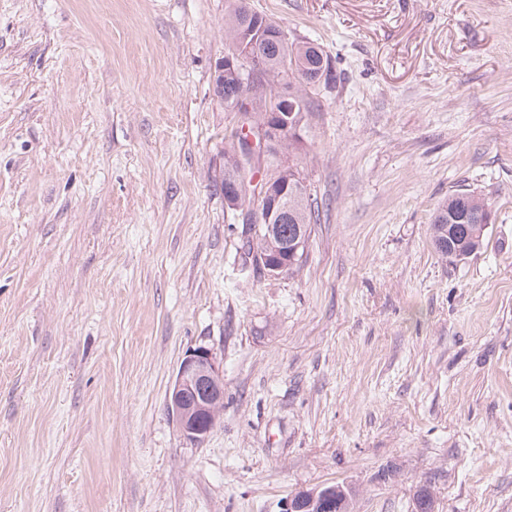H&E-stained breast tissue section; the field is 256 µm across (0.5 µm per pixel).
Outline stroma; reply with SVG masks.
<instances>
[{"mask_svg":"<svg viewBox=\"0 0 512 512\" xmlns=\"http://www.w3.org/2000/svg\"><path fill=\"white\" fill-rule=\"evenodd\" d=\"M232 0H0V512H512V0H248L330 58L300 267L244 262ZM495 214L453 262L430 216ZM204 346L199 443L169 387ZM482 213L489 217V204L481 197L458 190L448 195L431 216V242L442 258H454L457 252L470 254L483 245L490 223H475L471 217ZM468 220H463L465 216ZM224 409V376L207 348L190 351L181 361L167 397V411L181 434L201 442ZM343 483H336L333 485L319 486L312 489L302 490L288 496L283 502L281 512H301L306 510L308 512H329L328 500L331 504L336 506L335 512H348L349 501L344 504V497L342 492H337ZM336 486V487H334ZM330 494H334L332 497ZM344 510V511H342Z\"/></svg>","mask_w":512,"mask_h":512,"instance_id":"35a3bbf8","label":"stroma"}]
</instances>
